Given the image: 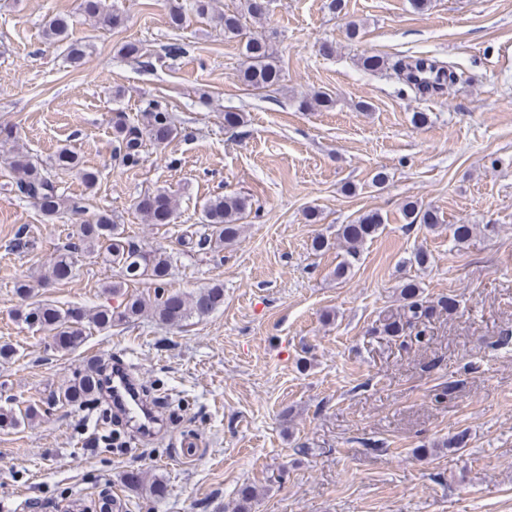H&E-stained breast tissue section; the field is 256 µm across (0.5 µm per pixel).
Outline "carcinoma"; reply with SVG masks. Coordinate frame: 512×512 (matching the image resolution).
<instances>
[{
  "mask_svg": "<svg viewBox=\"0 0 512 512\" xmlns=\"http://www.w3.org/2000/svg\"><path fill=\"white\" fill-rule=\"evenodd\" d=\"M84 12L106 26H118L122 16L105 8L102 0H83ZM45 38L53 44L66 45L67 57L73 64L80 63L85 50L70 37L68 21L64 17H53L44 29ZM244 61L237 71V77L246 85L257 89L276 86L281 81V69L277 65L270 43L263 38L250 39L244 46ZM332 96L318 91L309 98L300 101L304 110L328 109L332 106ZM113 151L121 163L134 169L140 166L144 138L157 144L168 142L177 136V129L167 103L152 99L142 111V121L132 122L123 112L112 117ZM14 184L18 194L36 206L47 217L56 216L61 209L68 208L74 214L86 211L80 198H65L59 192L57 182L50 175V168L76 173L86 188H93L97 181V172L84 166L81 157L68 146L60 147L54 154L51 167L33 163L20 152L9 161ZM248 200L238 195H216L203 207L202 223L205 231L199 235L197 247L201 250L222 251L224 245L233 242L239 234L238 221L248 209ZM135 209L147 224H169L174 212L175 202L168 192H148L138 197ZM405 219L410 224H425L430 228L438 226L436 213L414 204L404 209ZM381 218L376 213L360 216L352 224H343L337 230V238L347 247V253L353 255L360 244L371 237L379 228ZM79 241L81 246L102 251L103 260L119 269L120 278L106 287V291L121 293L130 283L150 282L155 285V297L152 303L138 294H128L121 307H99L92 311L79 308L61 309L45 301H34L20 312V317L31 325H37L50 333L57 347L70 351L78 348L86 339V324L93 323L102 329L130 322L139 317L146 308L162 323L180 326L192 317H204L224 302V289L220 285L202 288L185 296L169 293L165 289L166 279L172 268L173 256L162 250H146L132 239L124 236V229L117 224L113 216L99 212L92 219L80 225ZM74 245L57 255L52 262L48 275L44 279L63 281L71 277L74 267ZM403 312L386 319L383 331L397 335L424 323L432 307L419 299V286L410 281L401 289ZM59 398L66 402H78L85 407L95 408L98 400L97 373L90 367L60 393ZM40 416L38 408L29 405L18 413L11 408H0V428L17 425L23 418L34 421Z\"/></svg>",
  "mask_w": 512,
  "mask_h": 512,
  "instance_id": "carcinoma-1",
  "label": "carcinoma"
}]
</instances>
